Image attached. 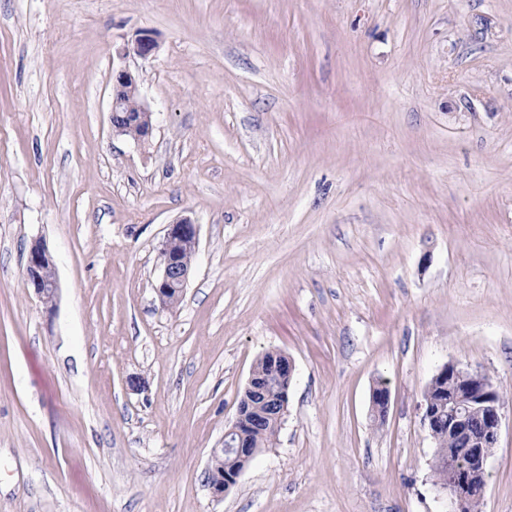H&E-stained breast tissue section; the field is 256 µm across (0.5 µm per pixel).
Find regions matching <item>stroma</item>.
I'll return each mask as SVG.
<instances>
[{
  "label": "stroma",
  "instance_id": "stroma-1",
  "mask_svg": "<svg viewBox=\"0 0 512 512\" xmlns=\"http://www.w3.org/2000/svg\"><path fill=\"white\" fill-rule=\"evenodd\" d=\"M273 350L280 429L215 497ZM452 361L503 397L482 510L512 512V0H0V512H448L421 404ZM139 76L133 74L127 69L119 68L112 74V104L110 121L112 130L117 135L125 136L126 124L140 127V134L133 140L137 143H145L149 140L153 124L152 112L140 100ZM136 96L138 98V108L136 114H131L125 110L127 98ZM184 245L192 249L182 247ZM198 246L196 224L184 218L169 225L160 249L161 273L155 286L156 294L164 305L171 306L173 301L182 299ZM179 247H182L179 249V258L184 266L177 257ZM25 275L39 301L44 304L47 295L56 300L59 286L55 265L41 241H35L29 248ZM294 366L288 359V362L274 363L272 375H274L282 388V399L275 401L265 400L266 408L274 413H285L288 404V389L291 383ZM247 418V407L241 401H239L236 418L232 423L231 427L224 434V440L221 448H213L210 454L208 463V483L215 497H223L224 492L227 491L231 486L236 483L237 478L242 471H238L236 475L230 478L228 481H224V473L228 476L232 475L235 464L230 462L228 459L224 462V468L217 471L218 463L224 461V454L238 456L243 449V453L251 459L256 451L260 448L268 447L272 444L276 433L278 431L279 423L277 419H270L266 421L263 426L244 428L246 435L245 441L249 448H243L242 434L239 428L241 422L246 423ZM248 461V463L251 461ZM227 469V470H224Z\"/></svg>",
  "mask_w": 512,
  "mask_h": 512
}]
</instances>
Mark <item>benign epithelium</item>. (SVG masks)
I'll return each mask as SVG.
<instances>
[{
  "label": "benign epithelium",
  "mask_w": 512,
  "mask_h": 512,
  "mask_svg": "<svg viewBox=\"0 0 512 512\" xmlns=\"http://www.w3.org/2000/svg\"><path fill=\"white\" fill-rule=\"evenodd\" d=\"M156 49L154 38L144 34L134 43L125 45L122 55L133 53L146 58ZM139 85V76L129 70L119 68L113 72L110 121L113 132L121 136L125 135L128 123L140 127L135 141L142 144L152 133V112L141 101L136 113L125 110L126 100L139 96ZM184 245L195 251L199 246L197 225L187 218L169 225L160 249L161 273L155 291L166 306L182 299L192 272V268L183 266L177 257V249ZM25 275L39 301H44L48 295L57 297L59 286L55 265L40 241L32 243L29 248ZM293 370L290 361L273 365L272 375L282 388V399L266 401L267 409L279 414L286 412ZM423 409V423L431 434L444 431L448 438L468 449L467 461L462 465L453 455H448L446 488L449 512H467L473 492L486 489L489 448L497 443L501 429L502 402L497 387L484 372L459 362H449L438 370L426 387ZM246 418L247 407L241 402L234 422L224 434L221 447L211 451L207 480L212 493L218 498L236 483L235 476L224 480V471L217 470V467L224 461V456L240 455L243 441L239 425Z\"/></svg>",
  "instance_id": "7a95c632"
}]
</instances>
